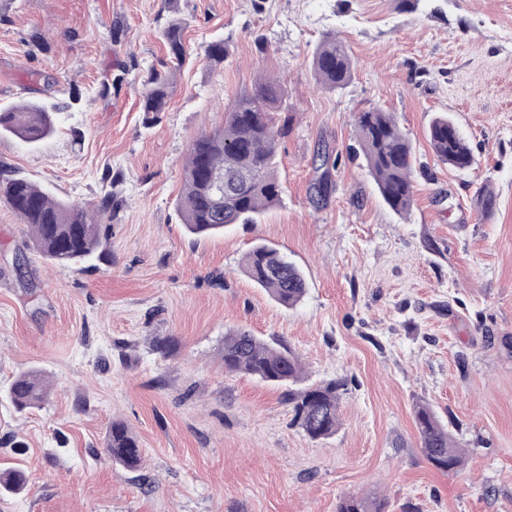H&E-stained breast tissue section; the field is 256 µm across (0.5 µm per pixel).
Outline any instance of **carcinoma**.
Segmentation results:
<instances>
[{
  "label": "carcinoma",
  "mask_w": 512,
  "mask_h": 512,
  "mask_svg": "<svg viewBox=\"0 0 512 512\" xmlns=\"http://www.w3.org/2000/svg\"><path fill=\"white\" fill-rule=\"evenodd\" d=\"M169 55L181 65L187 59L181 23L173 19L162 32ZM318 82L332 90L344 88L352 75V60L333 32L323 35L312 57ZM172 72L149 70L144 85L143 111L158 116L165 111ZM279 84L265 79L238 97L224 112L221 128L200 134L189 146L184 167L183 192L178 203L183 224L193 235H214L234 224H257L279 200L278 146L291 131L292 116L283 107ZM56 113L38 103L0 108V134L7 133L35 145L55 130ZM354 126L364 158L383 200L396 212L409 211L413 203V147L389 112L368 108L354 115ZM435 156L448 167L465 171L473 164L471 148L454 122L438 115L428 128ZM219 173L230 182L215 193L210 176ZM333 189L326 171L313 186L317 202L326 201ZM0 197L29 227L37 251L58 265H75L92 258L101 240V225L121 206L112 191L88 209L61 202L30 179L10 171L0 173ZM243 271L285 308L304 298L307 284L300 269L277 250L255 245L244 257ZM224 369L242 372L258 380L288 387L286 392L294 421L312 440L326 439L339 427L342 380L306 383L299 355L283 340L233 330L224 334ZM49 392L44 375L27 371L17 375L8 396L19 412L41 405ZM414 419L421 447L429 462L446 473L464 465L460 448L436 413L419 405ZM105 453L113 464L128 471L142 466L137 438L121 422H112ZM27 483L25 471L16 466L0 472V491L20 492ZM386 501L358 495L339 499L337 512H385Z\"/></svg>",
  "instance_id": "cac0c4a2"
}]
</instances>
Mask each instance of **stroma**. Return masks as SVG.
Segmentation results:
<instances>
[{
	"mask_svg": "<svg viewBox=\"0 0 512 512\" xmlns=\"http://www.w3.org/2000/svg\"><path fill=\"white\" fill-rule=\"evenodd\" d=\"M175 17L180 67L160 39ZM330 31L354 63L338 91L311 69ZM213 40L218 66L203 57ZM151 67L174 71L153 122L140 110ZM262 77L295 116L281 201L259 224L194 239L177 210L189 145ZM28 102L61 106L56 129L33 146L0 135V171L86 206L115 173L123 205L92 260L63 267L0 199V469L30 475L0 512H336L349 494L389 512H512V0H0V106ZM369 107L413 145L407 215L359 154L353 116ZM442 112L473 151L469 172L429 145ZM322 146L336 166L316 205ZM258 243L303 271L295 308L245 275ZM232 329L284 339L310 381L345 380L334 436L311 440L282 389L225 371ZM30 369L51 391L19 412L5 390ZM421 404L462 448L459 473L425 457ZM115 420L140 442L137 472L103 454Z\"/></svg>",
	"mask_w": 512,
	"mask_h": 512,
	"instance_id": "obj_1",
	"label": "stroma"
}]
</instances>
